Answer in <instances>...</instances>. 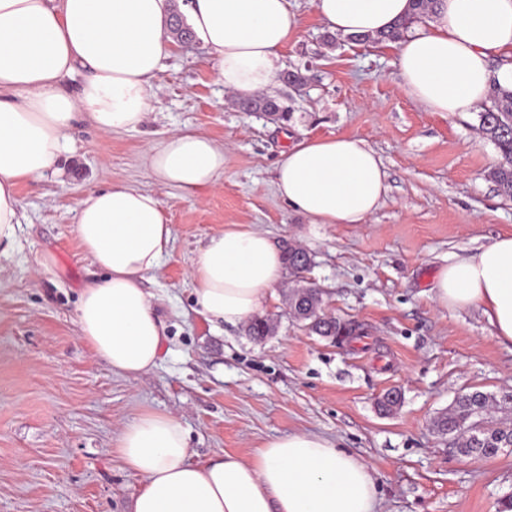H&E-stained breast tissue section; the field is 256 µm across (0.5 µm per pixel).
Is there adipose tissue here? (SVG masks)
<instances>
[{"instance_id": "ef3b65f1", "label": "adipose tissue", "mask_w": 512, "mask_h": 512, "mask_svg": "<svg viewBox=\"0 0 512 512\" xmlns=\"http://www.w3.org/2000/svg\"><path fill=\"white\" fill-rule=\"evenodd\" d=\"M314 7L327 29L350 36L388 30L409 13L410 0H314ZM170 11L169 0H0V253L21 222L19 185L56 170L79 115L102 132L144 123L151 80L171 50ZM185 15L225 91L239 99L275 83L280 52L301 25L289 0H190ZM393 65L405 93L428 111H473L493 82L512 86V0H438L398 42ZM78 72L83 78L69 90ZM145 161L157 181L191 194L223 172L224 150L203 133L178 130ZM275 186L313 224L363 223L387 191L380 159L352 136L293 143ZM75 231L99 272L79 292L78 337L114 373L139 379L166 341L144 282L160 269L172 228L155 195L115 184L80 200ZM283 269L268 234L225 225L192 259L195 310L211 322L246 323ZM432 292L446 310L482 308L494 340L512 346V235L456 257ZM116 453L141 480L130 512L378 508L371 466L311 432L267 440L247 459L226 453L196 462L181 421L145 408L122 428Z\"/></svg>"}]
</instances>
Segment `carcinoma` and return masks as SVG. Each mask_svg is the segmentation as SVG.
<instances>
[{
  "mask_svg": "<svg viewBox=\"0 0 512 512\" xmlns=\"http://www.w3.org/2000/svg\"><path fill=\"white\" fill-rule=\"evenodd\" d=\"M436 0H412L413 11L397 21L388 30L375 35H354L351 40L358 43H392L416 22L428 16ZM169 31L173 39L182 42L191 35L181 16L172 15ZM489 101L479 106L477 112L478 131L482 138L492 143L500 156L492 179L500 194L512 200V87L493 84ZM245 112H263L272 120L286 121L290 114L281 111L276 100L255 96L238 102ZM283 260L294 287L289 290L287 303L289 314L309 332L331 338L338 342L351 336L361 335L360 326L341 320L325 309L323 291L305 280L311 263L310 254L297 244H287L283 249ZM277 321L269 317H255L246 326V332L257 341L276 334ZM491 407H512V392L487 393L473 391L456 397L448 412L435 422L436 430L454 440L458 452L472 458H488L504 448H512V421L493 423L484 418Z\"/></svg>",
  "mask_w": 512,
  "mask_h": 512,
  "instance_id": "1",
  "label": "carcinoma"
}]
</instances>
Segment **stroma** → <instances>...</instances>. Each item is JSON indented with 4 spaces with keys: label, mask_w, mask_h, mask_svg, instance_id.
<instances>
[{
    "label": "stroma",
    "mask_w": 512,
    "mask_h": 512,
    "mask_svg": "<svg viewBox=\"0 0 512 512\" xmlns=\"http://www.w3.org/2000/svg\"><path fill=\"white\" fill-rule=\"evenodd\" d=\"M290 3L302 25L281 62L305 82L268 90L290 121L239 110L206 48L176 43L138 130L102 133L80 116L60 175L20 185L23 219L0 256V512H128L140 480L123 469L115 441L145 407L181 420L195 461L319 434L372 467L379 512H500L512 498V448L474 460L433 427L458 394L512 391V350L495 343L482 309L447 311L431 298L453 256L512 233V201L491 178L498 153L476 133V113L430 112L405 94L395 44L329 38L312 0ZM176 129L224 148L223 174L191 195L156 181L144 162ZM331 135L363 139L386 171L388 192L364 223H308L276 191L288 145ZM115 183L153 193L172 228L169 253L145 282L167 341L137 380L97 360L75 323L93 277L76 209ZM227 224L301 242L314 258L308 279L361 335L337 344L308 333L288 318L277 286L263 311L280 326L264 342L197 314L191 258ZM391 388L402 404L384 415L377 401Z\"/></svg>",
    "instance_id": "35a3bbf8"
}]
</instances>
